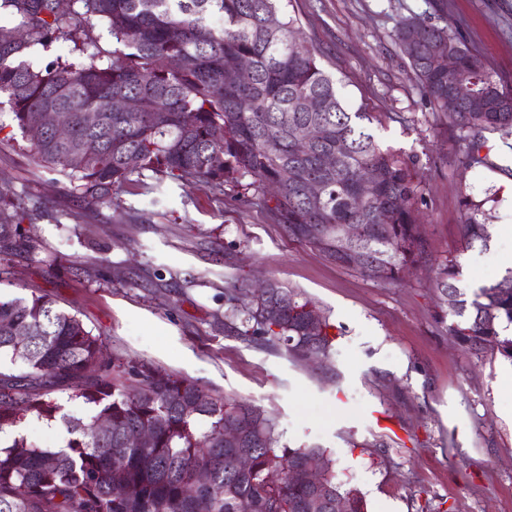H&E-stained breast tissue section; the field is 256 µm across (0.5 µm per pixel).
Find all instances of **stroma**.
I'll use <instances>...</instances> for the list:
<instances>
[{
  "label": "stroma",
  "instance_id": "1",
  "mask_svg": "<svg viewBox=\"0 0 512 512\" xmlns=\"http://www.w3.org/2000/svg\"><path fill=\"white\" fill-rule=\"evenodd\" d=\"M317 63L368 130L407 162L417 186L427 256L385 281L329 262L290 240L260 194L229 182L139 183L115 205L88 208L67 182L32 161L0 112V175L41 203L23 223L41 244L18 258L0 296L45 293L102 334L107 356L150 362L212 394L277 415L283 441L318 444L336 479L370 512H512V361L471 354L448 333L434 287L459 266L466 294L512 269V137L486 131L488 164L436 110L396 38L414 17L461 35L512 92V0H282ZM490 225L487 246L465 248L463 224ZM273 279L312 298L336 336L330 361H293L224 331V289Z\"/></svg>",
  "mask_w": 512,
  "mask_h": 512
}]
</instances>
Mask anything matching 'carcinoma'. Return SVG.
Segmentation results:
<instances>
[{
	"mask_svg": "<svg viewBox=\"0 0 512 512\" xmlns=\"http://www.w3.org/2000/svg\"><path fill=\"white\" fill-rule=\"evenodd\" d=\"M279 0H0V110L8 108L15 127L29 142L36 165L57 172L89 207L112 204V192L146 173L157 183L197 182L224 192L238 174L264 196L272 221L292 240L305 242L343 268L370 278L395 280L409 264L425 258L426 241L416 216V186L408 166L383 148L363 125L365 112L344 105L334 81L317 65L313 47L296 35L295 20L281 13ZM107 26L118 48L104 63L97 53L79 64L52 61L34 68L32 49L57 39L89 45L93 22ZM410 18L397 39L423 90L448 125L463 132L468 164L480 156L484 131L512 136V93L487 72L465 40L448 26H430L416 50L406 44ZM458 51L457 78L485 95L487 111L465 112L448 97V72L433 65L436 42ZM251 63L250 80L228 78L233 63ZM116 96L139 103L135 112H114ZM39 111L59 112L71 126L62 141L47 128L37 141L28 135ZM317 126L311 142L297 132ZM84 154L83 163L73 155ZM326 155L336 156L331 168ZM378 180L361 197L355 187L362 173ZM316 181L321 193L311 196ZM277 193L267 197L268 185ZM39 203L16 198L0 180V274L17 257L40 248L22 226ZM343 224H362L365 233L348 239ZM465 247L489 242L488 227H462ZM450 261L436 272L440 307L459 321L448 330L476 353L490 351L512 361V287L502 283L478 289L472 300L458 286ZM246 286L225 292L224 327L270 351L280 349L297 361L310 352L328 359L336 335L321 316L320 341L308 346L307 319L316 304L277 281L261 302L235 304ZM275 309L277 319L266 312ZM22 333L25 339L13 336ZM104 341L74 313L46 294L0 298V434L29 421L59 422L64 446L43 448L23 434L0 446V512H326L314 504L315 490L283 480L266 482L272 469L283 473L310 455L324 459V485L338 491L349 512H367L364 495L336 481L332 459L319 446L282 443L278 422L261 407L205 393L197 384L151 363L103 358ZM69 393L90 406L78 417L56 398ZM258 411L256 434L242 446L224 444V423ZM109 424L102 433L98 422ZM148 429L152 443L132 442ZM124 466L115 469L112 456ZM208 471L195 483L198 469Z\"/></svg>",
	"mask_w": 512,
	"mask_h": 512,
	"instance_id": "1",
	"label": "carcinoma"
}]
</instances>
